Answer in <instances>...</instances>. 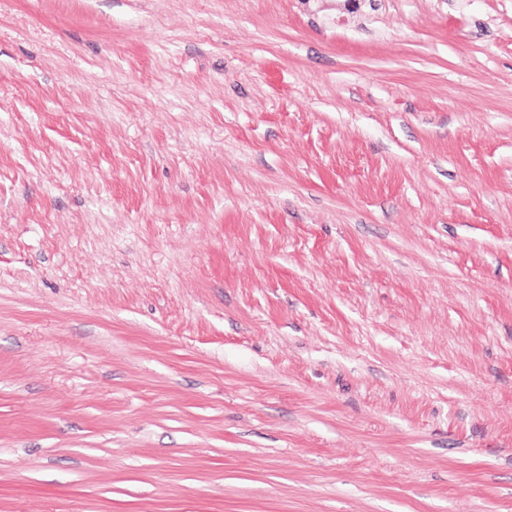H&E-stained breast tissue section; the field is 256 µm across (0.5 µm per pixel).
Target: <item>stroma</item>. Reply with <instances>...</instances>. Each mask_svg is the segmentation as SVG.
Masks as SVG:
<instances>
[{
  "mask_svg": "<svg viewBox=\"0 0 512 512\" xmlns=\"http://www.w3.org/2000/svg\"><path fill=\"white\" fill-rule=\"evenodd\" d=\"M0 512H512V0H0Z\"/></svg>",
  "mask_w": 512,
  "mask_h": 512,
  "instance_id": "stroma-1",
  "label": "stroma"
}]
</instances>
